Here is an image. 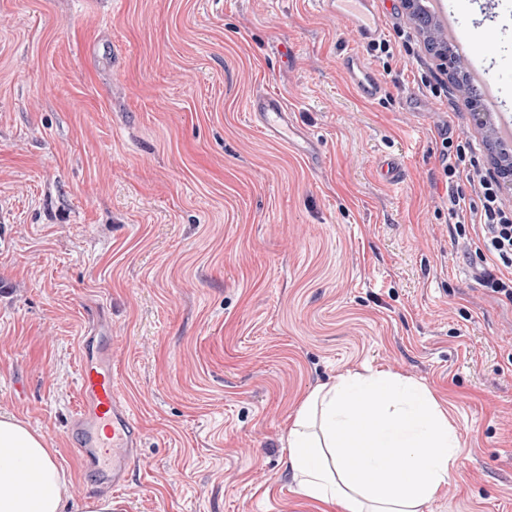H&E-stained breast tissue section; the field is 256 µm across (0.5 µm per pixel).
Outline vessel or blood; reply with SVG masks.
<instances>
[{
  "label": "vessel or blood",
  "mask_w": 512,
  "mask_h": 512,
  "mask_svg": "<svg viewBox=\"0 0 512 512\" xmlns=\"http://www.w3.org/2000/svg\"><path fill=\"white\" fill-rule=\"evenodd\" d=\"M329 16L348 19L364 43L385 38L378 11V0H314ZM340 68L347 82L363 97L377 98L383 81L357 52L345 54ZM263 132L281 142H291L286 120L288 107L276 96L254 92L248 100ZM104 319H91L79 348V404L68 424V437L76 445L86 478L97 481L101 490L111 493L126 488L131 466L143 447L142 428L131 409L113 387L112 346L103 343L98 332Z\"/></svg>",
  "instance_id": "vessel-or-blood-1"
}]
</instances>
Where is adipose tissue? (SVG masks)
I'll list each match as a JSON object with an SVG mask.
<instances>
[{"mask_svg": "<svg viewBox=\"0 0 512 512\" xmlns=\"http://www.w3.org/2000/svg\"><path fill=\"white\" fill-rule=\"evenodd\" d=\"M297 492L341 512H422L460 474V440L432 391L400 375L345 371L302 402L288 431ZM43 436L0 414V512H118L111 497L70 506Z\"/></svg>", "mask_w": 512, "mask_h": 512, "instance_id": "obj_1", "label": "adipose tissue"}]
</instances>
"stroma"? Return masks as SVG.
<instances>
[{
	"label": "stroma",
	"mask_w": 512,
	"mask_h": 512,
	"mask_svg": "<svg viewBox=\"0 0 512 512\" xmlns=\"http://www.w3.org/2000/svg\"><path fill=\"white\" fill-rule=\"evenodd\" d=\"M484 2L447 0L512 114V24ZM258 89L295 146L255 126ZM463 158L493 171L489 131L423 45L378 59L313 0H0V413L91 493L66 430L97 310L144 432L127 512H322L288 430L374 369L429 387L459 435L462 476L422 512H512V302L452 232L449 192L476 196L442 165ZM340 69L346 81L361 96L375 99L382 92L383 80L356 51H350L341 58Z\"/></svg>",
	"instance_id": "stroma-1"
}]
</instances>
